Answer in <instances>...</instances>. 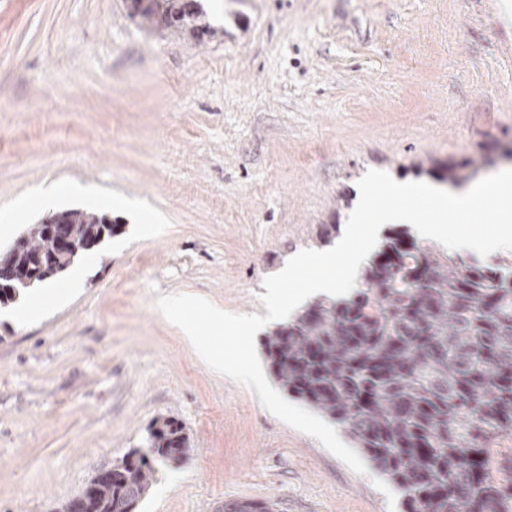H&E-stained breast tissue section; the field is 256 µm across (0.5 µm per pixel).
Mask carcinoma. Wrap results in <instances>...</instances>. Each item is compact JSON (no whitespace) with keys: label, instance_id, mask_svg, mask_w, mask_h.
<instances>
[{"label":"carcinoma","instance_id":"1","mask_svg":"<svg viewBox=\"0 0 512 512\" xmlns=\"http://www.w3.org/2000/svg\"><path fill=\"white\" fill-rule=\"evenodd\" d=\"M143 29L165 24L206 33L198 0H128ZM74 249L34 283L70 268L115 233L105 214L67 210ZM56 251L46 226L29 227L12 255L18 276ZM0 275V306L19 298ZM273 376L288 396L344 427L353 447L403 494L407 512H512V479L498 470L512 435V261L487 266L441 253L395 232L362 271L361 286L336 302L318 299L265 335ZM149 452L123 458L93 512L118 496L138 502L156 480L148 455L192 451L183 428L159 419ZM269 501H232L224 512H273Z\"/></svg>","mask_w":512,"mask_h":512}]
</instances>
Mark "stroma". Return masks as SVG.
Wrapping results in <instances>:
<instances>
[{"mask_svg":"<svg viewBox=\"0 0 512 512\" xmlns=\"http://www.w3.org/2000/svg\"><path fill=\"white\" fill-rule=\"evenodd\" d=\"M223 4L203 0L199 36L142 29L125 0H0V248L95 197L118 225L44 317L0 308V512H56L159 418L192 451L136 512L403 510L197 361L153 301L260 312L267 276L341 239L367 170L468 184L512 163V21L498 0ZM56 182L82 190L52 201ZM155 209L166 235L145 231Z\"/></svg>","mask_w":512,"mask_h":512,"instance_id":"35a3bbf8","label":"stroma"}]
</instances>
